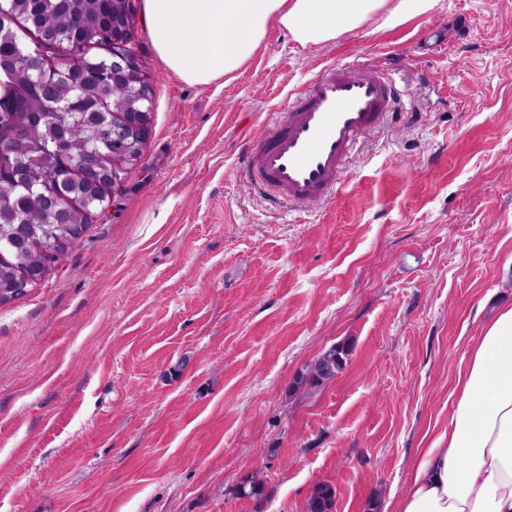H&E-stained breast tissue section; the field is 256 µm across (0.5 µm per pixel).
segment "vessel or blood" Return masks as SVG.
Masks as SVG:
<instances>
[{"label": "vessel or blood", "mask_w": 512, "mask_h": 512, "mask_svg": "<svg viewBox=\"0 0 512 512\" xmlns=\"http://www.w3.org/2000/svg\"><path fill=\"white\" fill-rule=\"evenodd\" d=\"M405 91L391 70L367 62L331 64L291 93L243 176L272 203L302 207L329 198L370 132L393 123Z\"/></svg>", "instance_id": "1"}]
</instances>
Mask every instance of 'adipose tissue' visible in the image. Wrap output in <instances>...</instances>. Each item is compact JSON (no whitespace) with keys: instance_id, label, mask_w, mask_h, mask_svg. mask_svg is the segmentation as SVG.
Instances as JSON below:
<instances>
[{"instance_id":"adipose-tissue-1","label":"adipose tissue","mask_w":512,"mask_h":512,"mask_svg":"<svg viewBox=\"0 0 512 512\" xmlns=\"http://www.w3.org/2000/svg\"><path fill=\"white\" fill-rule=\"evenodd\" d=\"M438 0H143L152 45L179 78L207 84L240 69L270 25L320 46L372 21L395 28ZM384 512H512V308L468 353L448 423L421 449Z\"/></svg>"}]
</instances>
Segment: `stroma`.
Returning a JSON list of instances; mask_svg holds the SVG:
<instances>
[{
	"instance_id": "1",
	"label": "stroma",
	"mask_w": 512,
	"mask_h": 512,
	"mask_svg": "<svg viewBox=\"0 0 512 512\" xmlns=\"http://www.w3.org/2000/svg\"><path fill=\"white\" fill-rule=\"evenodd\" d=\"M153 88L140 160L40 288L0 305V512H373L448 421L469 347L512 308V0H438L303 47L270 27L238 72ZM394 67L408 115L325 204L240 172L290 92L352 59ZM348 343L306 396L297 370ZM261 496L241 495L247 478ZM335 496L336 490L330 483L316 484L308 500V512H331Z\"/></svg>"
}]
</instances>
